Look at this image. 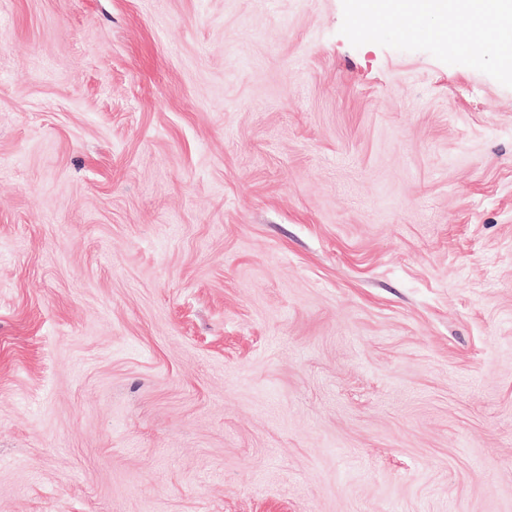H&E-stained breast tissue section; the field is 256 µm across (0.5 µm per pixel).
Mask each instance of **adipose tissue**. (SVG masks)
I'll return each mask as SVG.
<instances>
[{"label":"adipose tissue","mask_w":512,"mask_h":512,"mask_svg":"<svg viewBox=\"0 0 512 512\" xmlns=\"http://www.w3.org/2000/svg\"><path fill=\"white\" fill-rule=\"evenodd\" d=\"M356 15L366 23L399 17L450 46H458L453 31L459 20L485 23L494 56L512 70V0H354Z\"/></svg>","instance_id":"1"}]
</instances>
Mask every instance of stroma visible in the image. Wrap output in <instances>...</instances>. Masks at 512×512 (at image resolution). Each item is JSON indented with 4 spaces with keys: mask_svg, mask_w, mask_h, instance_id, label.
<instances>
[{
    "mask_svg": "<svg viewBox=\"0 0 512 512\" xmlns=\"http://www.w3.org/2000/svg\"><path fill=\"white\" fill-rule=\"evenodd\" d=\"M351 0H0V512H512V76Z\"/></svg>",
    "mask_w": 512,
    "mask_h": 512,
    "instance_id": "1",
    "label": "stroma"
}]
</instances>
